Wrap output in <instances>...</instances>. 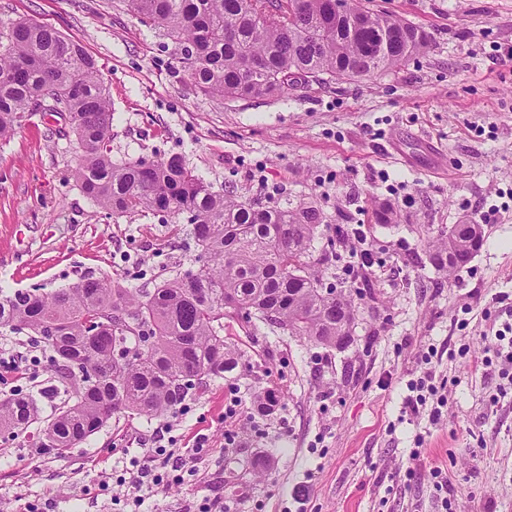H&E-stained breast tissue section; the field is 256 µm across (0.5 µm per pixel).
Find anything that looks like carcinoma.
<instances>
[{
	"instance_id": "obj_1",
	"label": "carcinoma",
	"mask_w": 512,
	"mask_h": 512,
	"mask_svg": "<svg viewBox=\"0 0 512 512\" xmlns=\"http://www.w3.org/2000/svg\"><path fill=\"white\" fill-rule=\"evenodd\" d=\"M142 24L175 44L193 87L212 98L280 96L310 77L323 84L381 75L425 52L428 35L401 18L370 11L367 0H302L293 18L275 17L280 0H123ZM37 112H53L58 133L74 135L73 177L118 219L172 214L190 225L202 268L152 289L82 277L50 293L0 298V327L26 331L51 351L55 374L40 389L62 398L43 454L66 455L116 412L164 414L205 379L239 368L242 352L224 338V320L257 319L324 347L350 342L354 299L323 295L310 256L326 216L313 202H244L213 189L182 158L112 159V110L95 60L82 46L30 19L0 28V140ZM480 224L453 227L431 241L446 273L448 251L483 239ZM39 420L37 399L0 402V433Z\"/></svg>"
}]
</instances>
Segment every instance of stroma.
Wrapping results in <instances>:
<instances>
[{"instance_id": "1", "label": "stroma", "mask_w": 512, "mask_h": 512, "mask_svg": "<svg viewBox=\"0 0 512 512\" xmlns=\"http://www.w3.org/2000/svg\"><path fill=\"white\" fill-rule=\"evenodd\" d=\"M422 27L426 54L383 75L288 95L197 94L175 46L121 0H0V24L30 18L80 43L106 87L117 160L182 156L214 189L265 205L312 199L316 270L355 300L345 348L232 322L243 367L207 380L158 417L115 413L64 458L30 448L53 417L0 434V512H512V382L483 366L485 339L512 323V0H369ZM34 115L0 142V295L51 292L83 276L151 288L196 268L184 225L145 213L112 220L77 187L74 137ZM398 218L379 224L372 204ZM467 218L484 228L452 274L429 241ZM361 228L339 262L321 250L336 227ZM368 251L372 265L360 267ZM27 333L0 328V401L38 391ZM431 375L440 418L412 411L410 381ZM273 389L259 414L255 393ZM162 444L178 481L119 478Z\"/></svg>"}]
</instances>
